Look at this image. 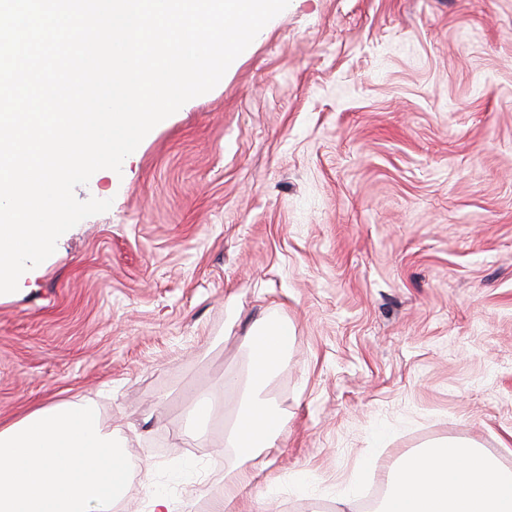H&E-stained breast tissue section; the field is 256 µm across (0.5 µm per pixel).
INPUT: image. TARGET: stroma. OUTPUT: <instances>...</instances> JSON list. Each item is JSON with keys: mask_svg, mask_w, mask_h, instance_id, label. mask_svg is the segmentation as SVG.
Instances as JSON below:
<instances>
[{"mask_svg": "<svg viewBox=\"0 0 512 512\" xmlns=\"http://www.w3.org/2000/svg\"><path fill=\"white\" fill-rule=\"evenodd\" d=\"M111 200L0 294V422L92 402L132 476L116 512H211L238 464L224 401L256 320L294 340L285 419L233 512H334L447 438L512 469V0H290Z\"/></svg>", "mask_w": 512, "mask_h": 512, "instance_id": "obj_1", "label": "stroma"}]
</instances>
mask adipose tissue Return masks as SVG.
Here are the masks:
<instances>
[{
    "label": "adipose tissue",
    "instance_id": "1",
    "mask_svg": "<svg viewBox=\"0 0 512 512\" xmlns=\"http://www.w3.org/2000/svg\"><path fill=\"white\" fill-rule=\"evenodd\" d=\"M293 332L265 317L246 341L245 376H226L240 406L228 441L243 462L275 447L285 423L255 398L284 363ZM130 480L126 451L105 432L90 403L41 406L0 424V512H113ZM378 512H512V470L471 445L442 440L401 459Z\"/></svg>",
    "mask_w": 512,
    "mask_h": 512
}]
</instances>
